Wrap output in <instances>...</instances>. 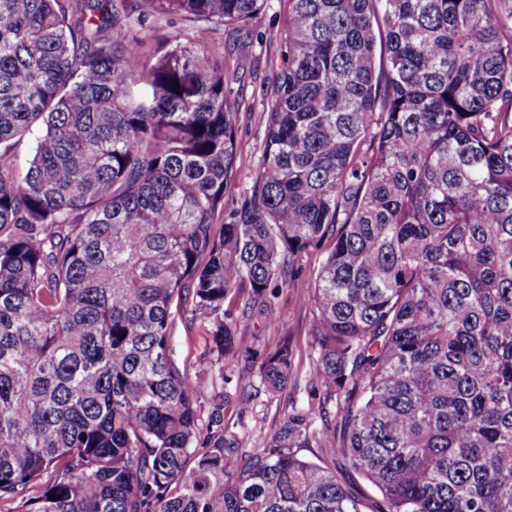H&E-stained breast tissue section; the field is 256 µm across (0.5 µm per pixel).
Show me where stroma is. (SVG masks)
Here are the masks:
<instances>
[{"label":"stroma","mask_w":512,"mask_h":512,"mask_svg":"<svg viewBox=\"0 0 512 512\" xmlns=\"http://www.w3.org/2000/svg\"><path fill=\"white\" fill-rule=\"evenodd\" d=\"M286 9L287 0H265L262 12L250 24V34L245 38L238 36L230 27L216 30L209 24L178 17H151L134 26L135 33L143 42L144 53H153L180 31L223 57L226 67L235 71L236 78L230 87L232 98L240 104L236 159L239 178L224 198L228 206L249 188L262 162L266 109L280 53L279 44L270 41L268 33L282 24ZM276 308L277 316L273 319L257 313L245 317L241 314L239 298L225 301L224 314L237 322L242 344L250 351L249 358L228 369L215 361L208 320L192 318L188 310L174 308L170 347L174 359L185 365L189 374L201 382V437L214 433L208 419L214 394L212 381L218 377L224 380V426L238 436L244 451H252L264 437L277 430L288 414L307 410L310 403L307 372L314 357L311 311L286 290L277 298ZM285 335L292 338L303 372L286 390L273 395L262 388L259 365L265 354Z\"/></svg>","instance_id":"35a3bbf8"}]
</instances>
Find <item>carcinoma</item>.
I'll list each match as a JSON object with an SVG mask.
<instances>
[{"instance_id": "cac0c4a2", "label": "carcinoma", "mask_w": 512, "mask_h": 512, "mask_svg": "<svg viewBox=\"0 0 512 512\" xmlns=\"http://www.w3.org/2000/svg\"><path fill=\"white\" fill-rule=\"evenodd\" d=\"M130 0H0V502L25 512H512V0H288L250 191L224 59ZM246 23L264 0H142ZM41 129L22 179L7 154ZM330 250L317 275L298 263ZM313 311V405L197 452L173 304ZM297 373L284 339L259 377ZM328 250V242H322L321 244L313 246L309 249V251L303 256L299 263L304 276H308L311 279L315 278L318 268L325 259ZM342 466V469L339 467L336 461V470L338 471L339 476L343 479V481L349 485L355 492H357L361 498L364 500L366 504L371 506V500L378 498V494L374 488H372L365 480H363L356 473L345 470Z\"/></svg>"}]
</instances>
